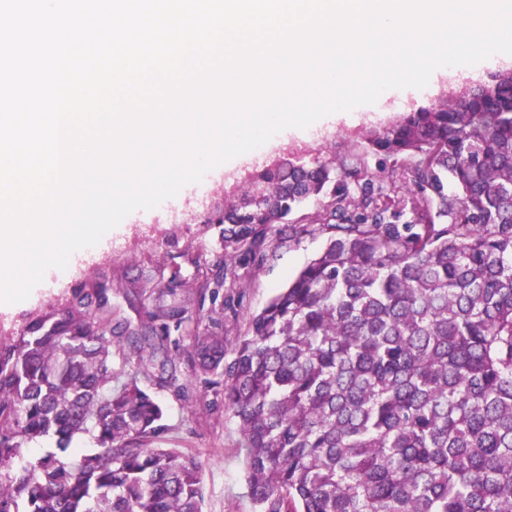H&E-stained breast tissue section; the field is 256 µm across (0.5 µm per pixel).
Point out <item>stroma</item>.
<instances>
[{
  "label": "stroma",
  "mask_w": 512,
  "mask_h": 512,
  "mask_svg": "<svg viewBox=\"0 0 512 512\" xmlns=\"http://www.w3.org/2000/svg\"><path fill=\"white\" fill-rule=\"evenodd\" d=\"M459 86L458 80L448 78L436 83L433 92L417 97L395 90L388 98L343 114L304 136L291 132L274 136L232 168L213 169L202 182L186 186L176 197L151 209L150 223H139L136 214H129L113 229L105 246L78 250L67 270L49 269L26 300L0 304V331L16 332L37 313L66 308L75 290L96 283L109 288L116 318L139 323L146 313L139 304L129 302L127 294L132 289L162 288L164 278L176 273L193 284L222 274L219 229L208 221L206 213L255 170L290 152H302L309 158L344 156L358 148L364 130L395 121L406 112L434 107ZM325 243V235L318 232L293 240L278 239L267 248L263 259L241 261L237 268L239 287L223 288L215 297L193 294L190 314L204 316L214 309L223 310L225 350L227 355H234L249 316L265 307L277 289L284 287ZM170 340V354L187 390L182 395L168 389L159 393L169 425L165 445L201 462L205 512H254L243 477L240 435L224 410L222 393L195 380L183 357L189 339L174 330Z\"/></svg>",
  "instance_id": "stroma-1"
}]
</instances>
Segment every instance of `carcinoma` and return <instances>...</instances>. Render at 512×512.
Listing matches in <instances>:
<instances>
[{"label": "carcinoma", "mask_w": 512, "mask_h": 512, "mask_svg": "<svg viewBox=\"0 0 512 512\" xmlns=\"http://www.w3.org/2000/svg\"><path fill=\"white\" fill-rule=\"evenodd\" d=\"M362 140L348 163L285 157L224 197L215 294L275 227L327 242L232 361L215 322L187 364L224 384L258 512H512V71ZM174 283L140 329L112 322L97 285L0 336V512H203L202 464L159 446L156 388L178 378L152 321L180 327ZM81 434L95 448L76 455Z\"/></svg>", "instance_id": "cac0c4a2"}]
</instances>
